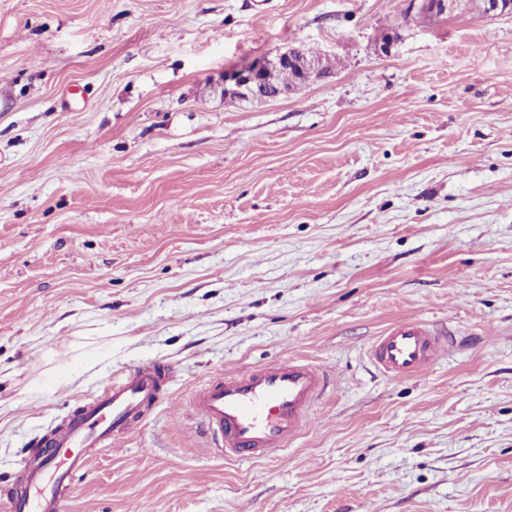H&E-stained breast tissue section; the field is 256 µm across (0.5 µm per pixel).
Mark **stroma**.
I'll return each instance as SVG.
<instances>
[{
    "label": "stroma",
    "mask_w": 512,
    "mask_h": 512,
    "mask_svg": "<svg viewBox=\"0 0 512 512\" xmlns=\"http://www.w3.org/2000/svg\"><path fill=\"white\" fill-rule=\"evenodd\" d=\"M332 68L256 101L226 70ZM454 347L394 380L370 347ZM295 359L330 386L280 460L193 393ZM177 379L68 512H512V14L409 0H0V497L121 367ZM420 2V3H417ZM470 0H411L410 5L412 9L427 10L432 14H447L453 13L458 10L468 9L471 5ZM450 344L425 324L406 321L389 326L374 343L372 358L391 378H407L433 367Z\"/></svg>",
    "instance_id": "stroma-1"
}]
</instances>
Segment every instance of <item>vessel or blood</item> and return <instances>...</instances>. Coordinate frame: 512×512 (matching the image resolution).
I'll list each match as a JSON object with an SVG mask.
<instances>
[{"label":"vessel or blood","mask_w":512,"mask_h":512,"mask_svg":"<svg viewBox=\"0 0 512 512\" xmlns=\"http://www.w3.org/2000/svg\"><path fill=\"white\" fill-rule=\"evenodd\" d=\"M449 340L425 324L389 326L374 343L372 358L387 376L407 378L433 367ZM174 373L155 363L121 368L88 402L68 415L22 462L19 494L0 499V512H66L74 480L88 468L89 449L111 445L114 435L136 428L163 396ZM318 366L297 361L236 371L198 390L192 406L227 458L275 459L309 422L326 389Z\"/></svg>","instance_id":"b4317fda"}]
</instances>
